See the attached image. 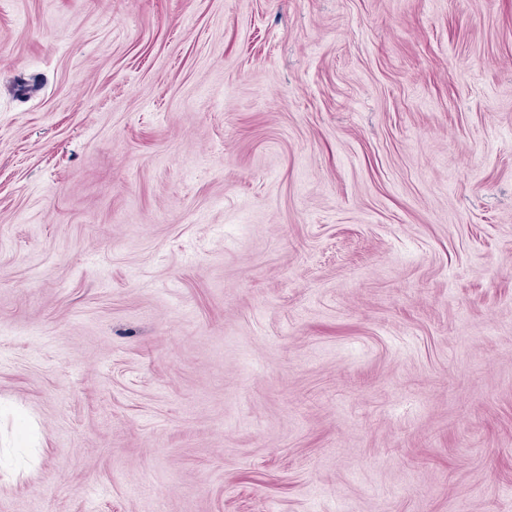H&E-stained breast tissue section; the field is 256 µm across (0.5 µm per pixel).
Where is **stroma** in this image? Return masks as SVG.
I'll return each instance as SVG.
<instances>
[{
  "label": "stroma",
  "mask_w": 512,
  "mask_h": 512,
  "mask_svg": "<svg viewBox=\"0 0 512 512\" xmlns=\"http://www.w3.org/2000/svg\"><path fill=\"white\" fill-rule=\"evenodd\" d=\"M0 512H512V0H0Z\"/></svg>",
  "instance_id": "obj_1"
}]
</instances>
